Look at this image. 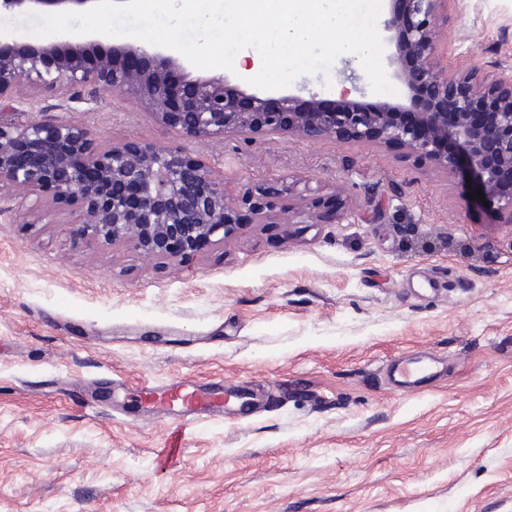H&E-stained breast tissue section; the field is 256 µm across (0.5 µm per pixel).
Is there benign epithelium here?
Listing matches in <instances>:
<instances>
[{"mask_svg":"<svg viewBox=\"0 0 512 512\" xmlns=\"http://www.w3.org/2000/svg\"><path fill=\"white\" fill-rule=\"evenodd\" d=\"M95 0H0V12L63 11ZM383 29L394 46L390 63L406 86L416 122H400L402 104H368L341 94L339 103L311 95L246 94L226 77L194 78L188 60L136 39L102 49L99 36L61 34L43 45L0 52V101L23 89L109 85L131 96L165 126L188 136L224 137L288 131L309 140L336 138L400 145L444 170H462L512 224V72L436 68V29L448 0H390ZM428 100L417 97L419 88ZM22 197L51 193L74 206L71 234L107 244L129 242L144 254L191 253L201 240L232 239L238 204L257 215L282 192L269 183L237 199L182 145L97 146L80 126L61 121L15 125L0 119V186Z\"/></svg>","mask_w":512,"mask_h":512,"instance_id":"obj_1","label":"benign epithelium"}]
</instances>
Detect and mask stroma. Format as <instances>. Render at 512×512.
<instances>
[{
	"mask_svg": "<svg viewBox=\"0 0 512 512\" xmlns=\"http://www.w3.org/2000/svg\"><path fill=\"white\" fill-rule=\"evenodd\" d=\"M437 65L512 68V0H450ZM340 55L290 92L336 100ZM357 98L403 104L408 91ZM96 143L183 144L238 196L279 180L228 242L147 257L74 241L70 206L0 197V512H512V226L405 148L188 137L106 85L0 102ZM444 370L400 394L391 360ZM246 388L173 429L144 383Z\"/></svg>",
	"mask_w": 512,
	"mask_h": 512,
	"instance_id": "stroma-1",
	"label": "stroma"
}]
</instances>
